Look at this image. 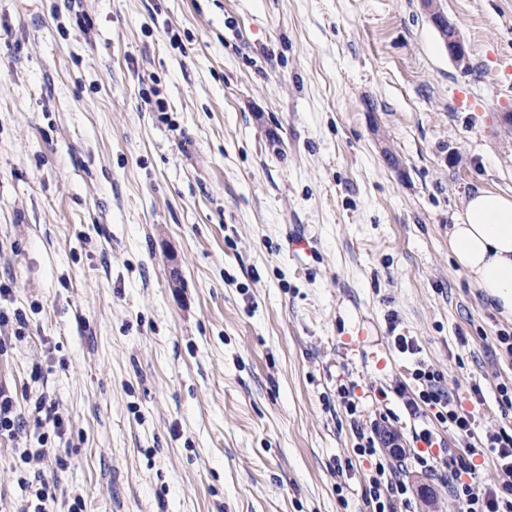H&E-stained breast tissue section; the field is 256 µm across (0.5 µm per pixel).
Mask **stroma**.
Masks as SVG:
<instances>
[{
	"mask_svg": "<svg viewBox=\"0 0 512 512\" xmlns=\"http://www.w3.org/2000/svg\"><path fill=\"white\" fill-rule=\"evenodd\" d=\"M81 5L85 31L0 0V311L25 317L0 385L65 420L0 451V512L30 469L84 512H367L379 420L434 433L411 512H459L470 448L464 482L493 485L512 323L448 227L476 188L512 195V0H440L464 69L422 0ZM427 367L472 434L408 414ZM42 444L66 468L21 462ZM423 2L432 23L437 28L441 39L448 50L449 57L456 63V65L466 67L469 59L468 49L464 41L461 39L457 28L453 24L448 26V19L441 12L438 0H423Z\"/></svg>",
	"mask_w": 512,
	"mask_h": 512,
	"instance_id": "obj_1",
	"label": "stroma"
}]
</instances>
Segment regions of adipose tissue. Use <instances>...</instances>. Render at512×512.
Masks as SVG:
<instances>
[{
    "label": "adipose tissue",
    "instance_id": "1",
    "mask_svg": "<svg viewBox=\"0 0 512 512\" xmlns=\"http://www.w3.org/2000/svg\"><path fill=\"white\" fill-rule=\"evenodd\" d=\"M448 251L500 316L512 319V196L472 193L448 231Z\"/></svg>",
    "mask_w": 512,
    "mask_h": 512
}]
</instances>
